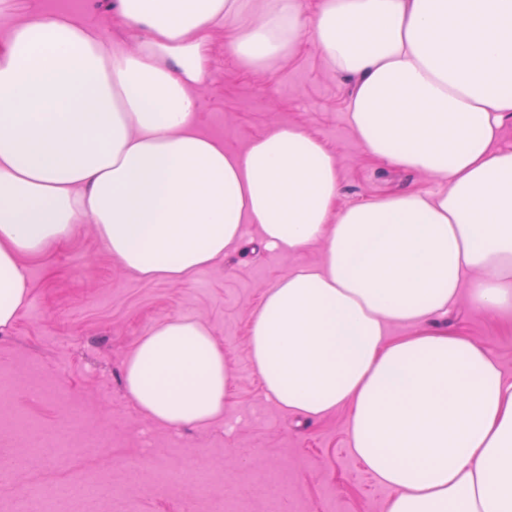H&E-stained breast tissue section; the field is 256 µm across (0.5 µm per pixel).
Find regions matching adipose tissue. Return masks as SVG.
Wrapping results in <instances>:
<instances>
[{
	"mask_svg": "<svg viewBox=\"0 0 512 512\" xmlns=\"http://www.w3.org/2000/svg\"><path fill=\"white\" fill-rule=\"evenodd\" d=\"M115 50L0 0V330L29 297L22 256L94 224L125 270L184 281L258 225L265 247L323 244L268 288L250 327L265 395L308 418L348 406L351 444L387 512H512V382L481 346L431 328L463 287L512 309V0H115ZM260 73L303 36L356 79L351 127L373 158L439 189L337 208L335 158L282 125L240 152L197 128L208 45ZM393 323L413 334L389 340ZM224 351L173 317L127 358L137 408L174 428L224 416Z\"/></svg>",
	"mask_w": 512,
	"mask_h": 512,
	"instance_id": "obj_1",
	"label": "adipose tissue"
}]
</instances>
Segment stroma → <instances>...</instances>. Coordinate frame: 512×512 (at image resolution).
Segmentation results:
<instances>
[{
  "mask_svg": "<svg viewBox=\"0 0 512 512\" xmlns=\"http://www.w3.org/2000/svg\"><path fill=\"white\" fill-rule=\"evenodd\" d=\"M13 20L32 9L89 19L128 51L132 43L114 0H12ZM353 81L329 66L310 42L269 76L244 68L216 33L210 77L198 91V125L225 150H243L276 125L319 137L336 158L347 207L399 192L436 191L431 178L368 157L348 119ZM322 259L321 245L283 255L265 248L246 225L241 248L183 282L146 281L123 270L95 227L23 260L30 288L17 323L0 331V376L12 392L0 405V512H32L29 486L69 499L58 512H386L391 491L355 455L349 410L321 418L286 412L268 400L250 355L249 326L263 292L293 268ZM198 319L223 347L231 383L222 420L173 429L153 422L128 398L123 365L156 324ZM438 327L469 337L512 381V311L475 308L462 288ZM83 421L70 435L71 455H41L12 429L21 417L44 431L71 410Z\"/></svg>",
  "mask_w": 512,
  "mask_h": 512,
  "instance_id": "35a3bbf8",
  "label": "stroma"
}]
</instances>
